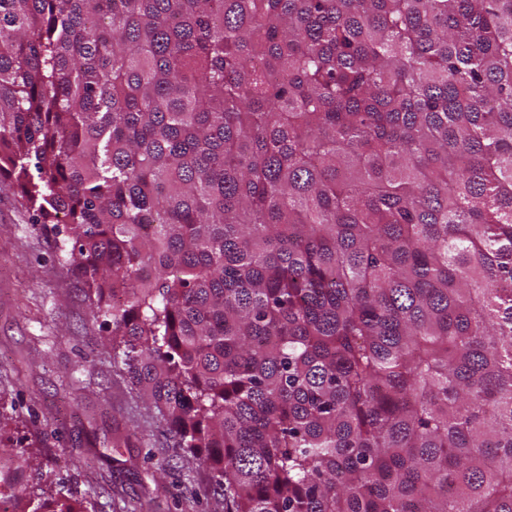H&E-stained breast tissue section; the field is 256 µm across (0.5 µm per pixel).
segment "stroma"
Here are the masks:
<instances>
[{"instance_id": "obj_1", "label": "stroma", "mask_w": 512, "mask_h": 512, "mask_svg": "<svg viewBox=\"0 0 512 512\" xmlns=\"http://www.w3.org/2000/svg\"><path fill=\"white\" fill-rule=\"evenodd\" d=\"M51 226L0 176V500L46 491L88 512H228L105 344Z\"/></svg>"}]
</instances>
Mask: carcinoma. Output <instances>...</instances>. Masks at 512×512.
Here are the masks:
<instances>
[{
	"instance_id": "1",
	"label": "carcinoma",
	"mask_w": 512,
	"mask_h": 512,
	"mask_svg": "<svg viewBox=\"0 0 512 512\" xmlns=\"http://www.w3.org/2000/svg\"><path fill=\"white\" fill-rule=\"evenodd\" d=\"M0 171L232 512H512V0H0Z\"/></svg>"
}]
</instances>
